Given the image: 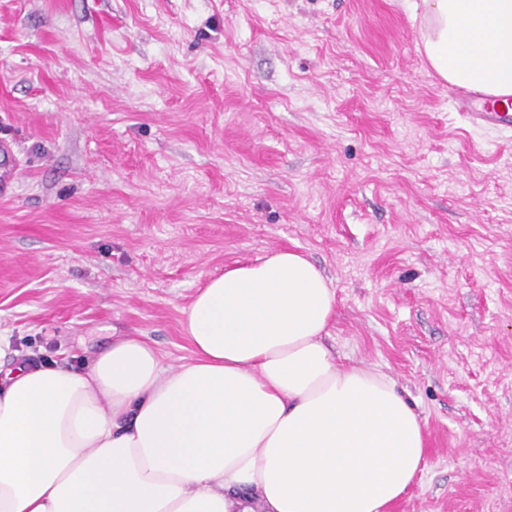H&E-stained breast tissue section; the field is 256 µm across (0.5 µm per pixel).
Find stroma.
Here are the masks:
<instances>
[{
    "instance_id": "35a3bbf8",
    "label": "stroma",
    "mask_w": 512,
    "mask_h": 512,
    "mask_svg": "<svg viewBox=\"0 0 512 512\" xmlns=\"http://www.w3.org/2000/svg\"><path fill=\"white\" fill-rule=\"evenodd\" d=\"M407 0H0V331L86 363L188 361L198 288L280 249L327 343L426 422L389 512H512V138L469 124ZM0 157L5 163L0 169V195L4 196L12 188L15 179V155L13 142L7 139H0ZM8 163V166L6 165ZM11 164V167L10 165Z\"/></svg>"
}]
</instances>
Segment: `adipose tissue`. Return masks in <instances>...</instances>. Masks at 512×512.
Masks as SVG:
<instances>
[{"label": "adipose tissue", "mask_w": 512, "mask_h": 512, "mask_svg": "<svg viewBox=\"0 0 512 512\" xmlns=\"http://www.w3.org/2000/svg\"><path fill=\"white\" fill-rule=\"evenodd\" d=\"M448 85L512 98V0H421ZM336 292L279 250L207 281L191 359L137 337L86 367L0 372V512H388L422 473L425 422L387 374L324 343Z\"/></svg>", "instance_id": "adipose-tissue-1"}]
</instances>
